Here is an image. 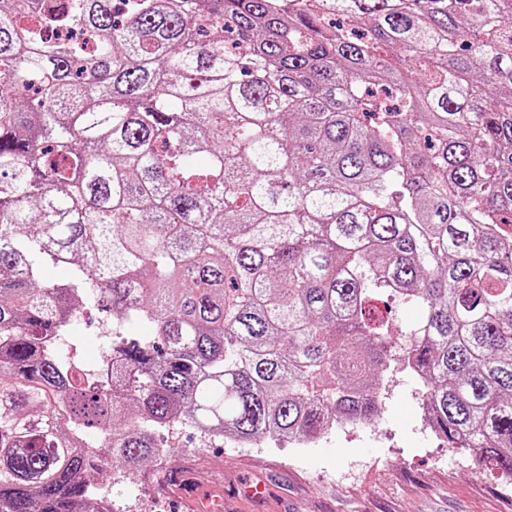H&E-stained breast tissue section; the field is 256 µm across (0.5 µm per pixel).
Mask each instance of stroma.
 <instances>
[{
	"instance_id": "35a3bbf8",
	"label": "stroma",
	"mask_w": 512,
	"mask_h": 512,
	"mask_svg": "<svg viewBox=\"0 0 512 512\" xmlns=\"http://www.w3.org/2000/svg\"><path fill=\"white\" fill-rule=\"evenodd\" d=\"M84 369L97 370L111 338L94 315L73 323L68 338ZM422 384L401 361L383 375L385 406L371 420L336 423L302 460L288 440L257 438L251 447L203 440L188 426L161 431L166 454L126 470L99 466L97 496L108 512H191L199 496L223 493V512H512V482L479 468L469 452L436 436L421 407ZM264 482L261 500L238 495L247 478Z\"/></svg>"
}]
</instances>
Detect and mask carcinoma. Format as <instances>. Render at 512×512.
Here are the masks:
<instances>
[{
    "label": "carcinoma",
    "mask_w": 512,
    "mask_h": 512,
    "mask_svg": "<svg viewBox=\"0 0 512 512\" xmlns=\"http://www.w3.org/2000/svg\"><path fill=\"white\" fill-rule=\"evenodd\" d=\"M128 2L0 0V512H107L92 434L366 421L403 334L512 474V0ZM88 306L145 328L119 371L59 352Z\"/></svg>",
    "instance_id": "1"
}]
</instances>
